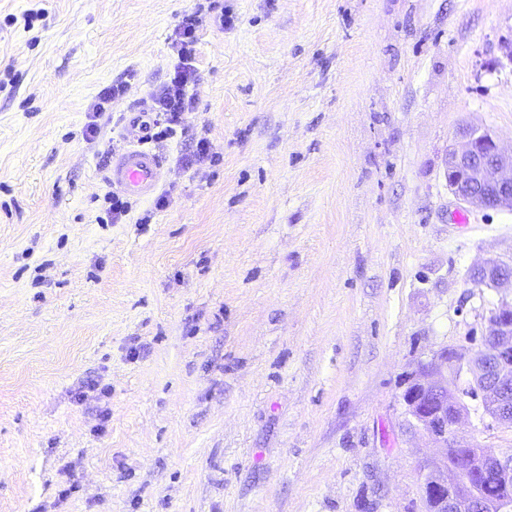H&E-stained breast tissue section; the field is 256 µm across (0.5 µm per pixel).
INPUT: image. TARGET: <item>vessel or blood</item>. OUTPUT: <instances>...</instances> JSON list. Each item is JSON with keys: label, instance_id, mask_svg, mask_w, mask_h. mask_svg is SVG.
Here are the masks:
<instances>
[{"label": "vessel or blood", "instance_id": "1", "mask_svg": "<svg viewBox=\"0 0 512 512\" xmlns=\"http://www.w3.org/2000/svg\"><path fill=\"white\" fill-rule=\"evenodd\" d=\"M125 137L128 146L113 155L109 180L127 197L148 198L164 181V163L157 153L145 148V131L138 119L128 122Z\"/></svg>", "mask_w": 512, "mask_h": 512}]
</instances>
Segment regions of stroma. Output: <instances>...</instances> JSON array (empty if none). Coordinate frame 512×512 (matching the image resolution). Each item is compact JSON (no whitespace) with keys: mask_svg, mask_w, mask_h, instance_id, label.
Listing matches in <instances>:
<instances>
[{"mask_svg":"<svg viewBox=\"0 0 512 512\" xmlns=\"http://www.w3.org/2000/svg\"><path fill=\"white\" fill-rule=\"evenodd\" d=\"M191 13L169 203L99 223L113 121ZM510 40L512 0H0V512H421L406 378L483 335L467 272L512 262V210L445 178L463 126L512 148ZM199 135L216 161L180 166ZM127 85L123 82L118 84H112L104 89H102L95 101L91 103L88 112H93L92 117H97L102 114V112H107L112 109V102L123 98L127 93Z\"/></svg>","mask_w":512,"mask_h":512,"instance_id":"obj_1","label":"stroma"}]
</instances>
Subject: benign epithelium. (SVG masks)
<instances>
[{
    "instance_id": "1",
    "label": "benign epithelium",
    "mask_w": 512,
    "mask_h": 512,
    "mask_svg": "<svg viewBox=\"0 0 512 512\" xmlns=\"http://www.w3.org/2000/svg\"><path fill=\"white\" fill-rule=\"evenodd\" d=\"M448 186L479 208L512 210V152L503 151L489 130L468 127L460 145L448 151ZM488 288L512 282V265L489 259L472 269ZM470 374V391L481 396L485 412L498 424L512 426V301L503 300L487 319L480 346L468 351L444 348L419 364L402 395L408 429L422 431L440 448L427 462L422 481L423 512H512V454L493 455L477 448L470 465L493 469L499 483L481 491L457 480L448 464L465 405L450 389L443 372Z\"/></svg>"
}]
</instances>
